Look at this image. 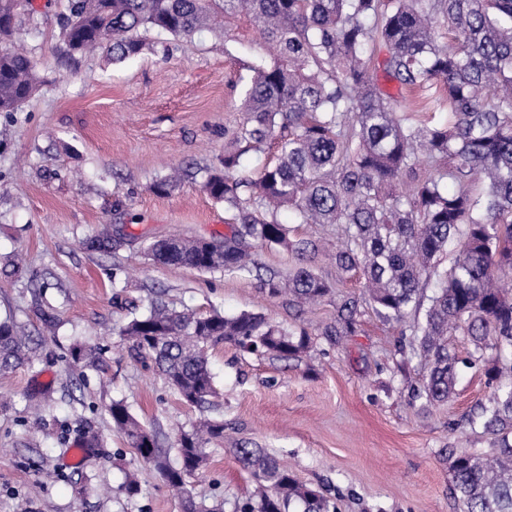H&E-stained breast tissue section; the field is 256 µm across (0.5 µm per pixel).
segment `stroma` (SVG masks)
I'll return each instance as SVG.
<instances>
[{
    "label": "stroma",
    "instance_id": "stroma-1",
    "mask_svg": "<svg viewBox=\"0 0 512 512\" xmlns=\"http://www.w3.org/2000/svg\"><path fill=\"white\" fill-rule=\"evenodd\" d=\"M65 3L42 0L20 15L11 45L40 61L46 81L17 112L0 113V321L35 340L30 364L0 373V512H183L114 428L109 407L124 400L168 451L201 412L134 356L119 328L158 296L179 311L261 312L312 331L336 307L325 301L299 315L287 299L265 298L255 276L143 255L155 239L220 242L229 232V214L202 183L242 120L249 66L263 53L247 21L228 20L230 37L207 28L122 63L102 50L70 60L58 40ZM176 165L180 181L152 191ZM105 225L119 246L87 248ZM397 338L367 309L353 336L335 345L315 338L299 361L210 348L224 439L190 477L194 495L231 512L251 489L232 449L254 443L338 512H460L448 459L491 453L488 437L461 424L490 389L479 367L464 366L447 402L411 406L409 384L423 369L416 359L398 368ZM76 341L98 349L101 369L72 364ZM44 386L50 401L32 411L28 395ZM82 426L100 445L73 463ZM129 471L139 479L133 496L123 489Z\"/></svg>",
    "mask_w": 512,
    "mask_h": 512
}]
</instances>
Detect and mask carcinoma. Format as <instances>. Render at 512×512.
<instances>
[{
    "label": "carcinoma",
    "mask_w": 512,
    "mask_h": 512,
    "mask_svg": "<svg viewBox=\"0 0 512 512\" xmlns=\"http://www.w3.org/2000/svg\"><path fill=\"white\" fill-rule=\"evenodd\" d=\"M0 0V44L13 37L20 10ZM245 16L271 52L251 66L244 120L203 188L232 215L230 234L158 239L145 248L158 265L226 275L257 268L252 248L286 249L295 264L259 278L269 299L306 305L336 299V320L320 335L338 343L369 305L411 337L425 374L413 386L425 405L448 400L459 358L448 337L472 339L491 393L468 418L497 452L465 454L449 466L461 512H512V0H68L60 27L74 59L106 46L112 60L139 55L148 35L189 37L219 18ZM448 30L450 44L440 42ZM378 51L386 77L402 87L443 84L448 109L428 124L399 111L372 72ZM44 77L34 57L0 47V112H15ZM276 148L257 177L237 174L243 161ZM485 183L482 194L471 191ZM336 227V282L314 268L322 245L291 239L279 220ZM455 257H442L449 246ZM364 279L359 295L340 292L346 275ZM435 280L431 294L425 285ZM136 355L150 360L186 403L212 408L217 394L210 347L230 342L278 359L307 353L313 333L285 327L260 312L226 316L177 311L161 300L121 331ZM31 338L0 323V372L29 361ZM75 363L95 367L94 348L75 343ZM112 422L169 487L184 512H212L186 488L208 444L224 438V420L205 418L177 440L175 458L130 413L112 401ZM233 453L253 492L235 512H335L324 494L301 483L277 457L258 447Z\"/></svg>",
    "instance_id": "obj_1"
}]
</instances>
